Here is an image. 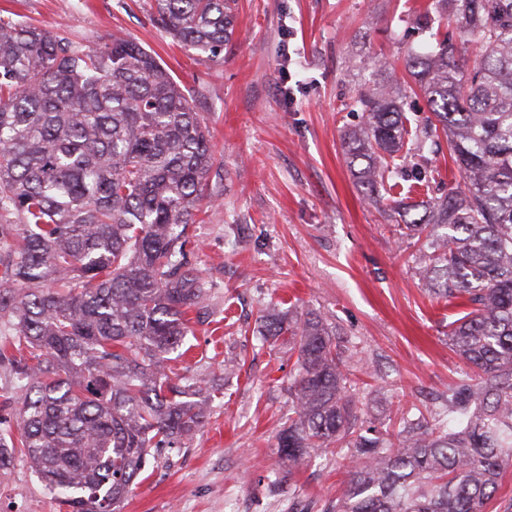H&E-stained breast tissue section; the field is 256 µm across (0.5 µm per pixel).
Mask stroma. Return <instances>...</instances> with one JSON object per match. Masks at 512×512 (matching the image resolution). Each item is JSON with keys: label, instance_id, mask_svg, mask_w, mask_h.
Instances as JSON below:
<instances>
[{"label": "stroma", "instance_id": "stroma-1", "mask_svg": "<svg viewBox=\"0 0 512 512\" xmlns=\"http://www.w3.org/2000/svg\"><path fill=\"white\" fill-rule=\"evenodd\" d=\"M427 0H237L223 53L184 50L153 20L152 0H0V15L92 45L125 35L167 66L213 136L215 203L193 227L194 261L211 281L192 319L182 375L205 376L210 418L133 486L122 512H322L345 473L329 448L287 471L276 433L292 409L296 354L287 339L259 345L266 306L320 314L346 341L370 417L398 421L440 406L464 370L448 346L455 307L414 271L392 225L403 211L367 198L343 149L361 121L349 103L371 86L372 63L408 80V49L434 42L418 19ZM447 143L416 159L411 200L458 181ZM241 360L228 374L224 360ZM0 512H62L21 458L0 470Z\"/></svg>", "mask_w": 512, "mask_h": 512}]
</instances>
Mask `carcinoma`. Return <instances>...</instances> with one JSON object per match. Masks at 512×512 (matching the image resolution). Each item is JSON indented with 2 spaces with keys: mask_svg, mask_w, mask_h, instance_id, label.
I'll return each instance as SVG.
<instances>
[{
  "mask_svg": "<svg viewBox=\"0 0 512 512\" xmlns=\"http://www.w3.org/2000/svg\"><path fill=\"white\" fill-rule=\"evenodd\" d=\"M234 0H154L157 24L212 57L235 33ZM479 51L469 67L446 36L407 53L414 84L361 91L343 138L369 192L406 176L408 155L448 139L461 176L399 226L422 243L419 275L459 301L448 346L466 364L440 410L399 430L367 420L359 378L317 315H264L260 339L297 352L293 416L278 434L288 468L336 447L346 480L326 512H486L512 470V0H430ZM431 116L408 127L404 99ZM209 130L158 56L113 35L86 49L58 31L0 17V366L18 434L12 449L68 512H121L148 461L203 426L185 356L190 313L210 284L191 228L211 203Z\"/></svg>",
  "mask_w": 512,
  "mask_h": 512,
  "instance_id": "cac0c4a2",
  "label": "carcinoma"
}]
</instances>
